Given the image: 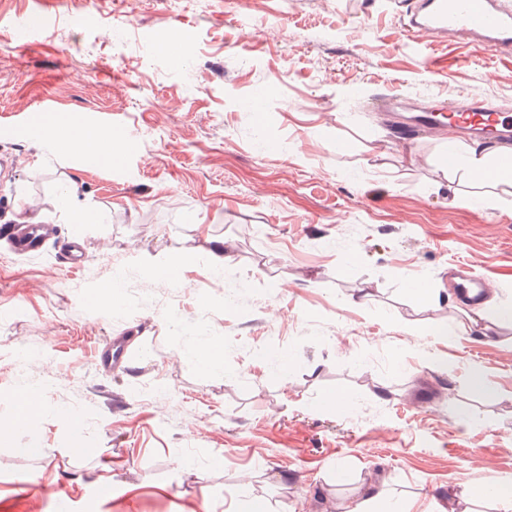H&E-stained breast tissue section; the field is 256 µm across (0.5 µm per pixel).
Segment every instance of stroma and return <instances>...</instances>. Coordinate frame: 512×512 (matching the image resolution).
Wrapping results in <instances>:
<instances>
[{
  "label": "stroma",
  "mask_w": 512,
  "mask_h": 512,
  "mask_svg": "<svg viewBox=\"0 0 512 512\" xmlns=\"http://www.w3.org/2000/svg\"><path fill=\"white\" fill-rule=\"evenodd\" d=\"M39 1L0 0V127L48 112L111 139L112 161L0 136L19 160L0 167V226L55 228L30 253L0 238V424L22 387L45 408L0 444V512H54L44 486L72 512H345L373 483L411 512H495L459 490L512 483V193L443 177L444 143L387 130L371 103L512 109V59L412 40L395 0H43L47 25L19 39ZM71 181L100 213L79 233L56 209ZM143 250L176 260L173 283ZM460 264L498 285L477 307L490 329H455ZM116 278L113 307L88 302ZM207 343L223 370L190 358ZM118 347L138 365L105 362ZM21 351L39 365L19 371ZM336 391L350 407L325 404Z\"/></svg>",
  "instance_id": "1"
}]
</instances>
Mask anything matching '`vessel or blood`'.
<instances>
[{
  "mask_svg": "<svg viewBox=\"0 0 512 512\" xmlns=\"http://www.w3.org/2000/svg\"><path fill=\"white\" fill-rule=\"evenodd\" d=\"M405 15L413 37L457 39L481 50L512 56V9L502 0H409ZM396 119L405 125L432 126L439 139L450 144L464 136L512 140V114L473 98L445 112L423 103L417 111L397 113ZM7 231L16 250L30 252L47 229L42 225L12 224Z\"/></svg>",
  "mask_w": 512,
  "mask_h": 512,
  "instance_id": "b4317fda",
  "label": "vessel or blood"
}]
</instances>
